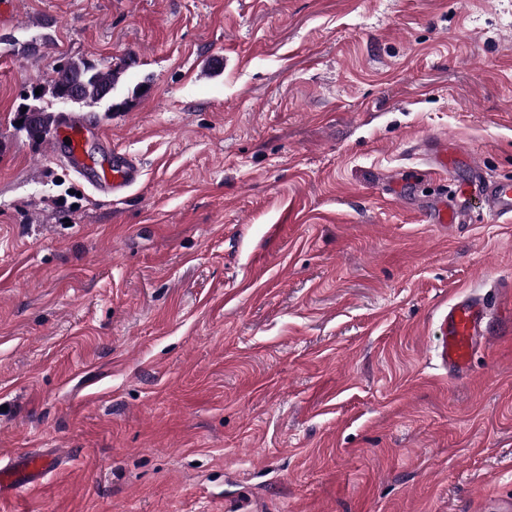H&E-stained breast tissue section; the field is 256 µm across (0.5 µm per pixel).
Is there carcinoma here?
<instances>
[{
	"label": "carcinoma",
	"mask_w": 512,
	"mask_h": 512,
	"mask_svg": "<svg viewBox=\"0 0 512 512\" xmlns=\"http://www.w3.org/2000/svg\"><path fill=\"white\" fill-rule=\"evenodd\" d=\"M120 72L105 69L85 59L70 60L55 70L49 85L40 88V94L31 95L34 104L23 112L24 120L39 139H44L53 126L55 115L41 101L45 97L55 100L76 99L81 103L98 104L112 101V90L119 82Z\"/></svg>",
	"instance_id": "1"
}]
</instances>
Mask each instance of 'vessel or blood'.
I'll use <instances>...</instances> for the list:
<instances>
[{
  "label": "vessel or blood",
  "instance_id": "obj_1",
  "mask_svg": "<svg viewBox=\"0 0 512 512\" xmlns=\"http://www.w3.org/2000/svg\"><path fill=\"white\" fill-rule=\"evenodd\" d=\"M50 155L67 171L86 181L98 197L119 200L141 179L139 162L113 149L111 139L92 129L84 116L63 112L58 116ZM476 196L480 215L512 221V179H494L475 173L469 185L455 186L452 196H438L431 213L433 223H461L464 199ZM488 307L484 299L463 295L451 301L441 317L443 336L436 349L442 368L454 374L469 371L471 361L487 342L484 320ZM59 454L33 452L0 463V498L21 487H36L58 469Z\"/></svg>",
  "mask_w": 512,
  "mask_h": 512
}]
</instances>
